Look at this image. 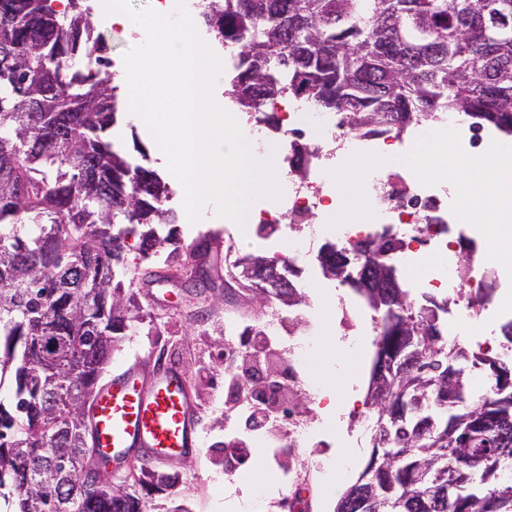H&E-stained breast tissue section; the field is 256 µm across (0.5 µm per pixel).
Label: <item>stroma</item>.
<instances>
[{"label":"stroma","mask_w":512,"mask_h":512,"mask_svg":"<svg viewBox=\"0 0 512 512\" xmlns=\"http://www.w3.org/2000/svg\"><path fill=\"white\" fill-rule=\"evenodd\" d=\"M96 34L109 47L112 75L125 73L122 56L131 46L144 39L143 30L133 23L118 25L105 16L100 0H89ZM119 143L129 161L166 174L161 151L144 123L136 116L122 113L107 132ZM170 208L176 215L174 236L180 246H188L206 232H214L211 267L208 273L186 270L179 288L165 283L146 286L148 273L164 267L169 248H162L155 258L143 259L135 247L124 253L127 273L134 279L130 287L133 302L141 315L123 336L107 374H115L136 360L147 358L181 369L198 418L202 445L197 455L165 465L167 473L176 475V485L166 491H151L145 499L150 512H280L279 493L288 474H300L304 484L296 512H336L341 498L329 484V470L336 462L350 459L344 483L352 485L367 467L374 448L371 433L360 428L356 419L365 415V397L376 359V333L363 337L343 335L335 318H323L324 307L333 306L344 297L351 307L354 321H370L374 312L350 285L324 274L316 257L322 243L314 241L312 253L299 265L297 282L305 293V304L290 307L277 304L280 316H293V329L308 338L309 361L303 373L305 387L294 391L292 401L305 412L314 431L303 448L278 447L268 429L246 427L243 414L233 412L224 402V327L228 319L255 323L268 312L267 307L252 302L238 282L229 280L227 270L231 255L272 257L284 249L279 234L257 233L258 213L266 208L267 199L259 198L250 207V217L243 231H236L233 221L218 216L214 207H206L197 223H190L182 207V187L170 180ZM446 329L444 342L467 352L482 351L499 357L501 325L512 321V312L495 314L481 308L466 334H459L449 315H442ZM324 377L336 380V407L311 401L307 385ZM236 433L247 450L244 461L248 475L231 474L233 458H225L227 432Z\"/></svg>","instance_id":"35a3bbf8"}]
</instances>
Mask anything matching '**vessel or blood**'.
<instances>
[{"instance_id": "obj_1", "label": "vessel or blood", "mask_w": 512, "mask_h": 512, "mask_svg": "<svg viewBox=\"0 0 512 512\" xmlns=\"http://www.w3.org/2000/svg\"><path fill=\"white\" fill-rule=\"evenodd\" d=\"M137 361L106 383L93 406L98 446L115 469L143 457L166 465L199 448L187 378L174 367L146 371Z\"/></svg>"}]
</instances>
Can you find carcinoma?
<instances>
[{
    "label": "carcinoma",
    "instance_id": "carcinoma-1",
    "mask_svg": "<svg viewBox=\"0 0 512 512\" xmlns=\"http://www.w3.org/2000/svg\"><path fill=\"white\" fill-rule=\"evenodd\" d=\"M198 16L239 48L225 94L250 115L282 98L341 115L352 130L401 134L410 124L463 112L476 125L512 135V0H198ZM0 0V375L14 369V404L0 402V497L13 512H144L131 488L107 475L86 483L99 461L84 449L82 407L101 387L117 339L134 319L122 276L127 240L150 258L174 241L169 187L155 170L131 165L105 136L120 114L106 46L91 6L68 0ZM97 52V70L74 61ZM404 243L384 228L341 256L344 279L377 315V359L398 366L382 397L367 398L373 440L382 445L366 480L337 512H512L509 455L479 461L472 449L512 435V394L468 400L470 376L449 360L494 359L441 344L438 312L415 308L410 289L380 288L367 273L386 262L374 239ZM246 287L266 304L297 291L286 256L253 270ZM61 352L49 358L43 338ZM460 480L441 496L448 475Z\"/></svg>",
    "mask_w": 512,
    "mask_h": 512
}]
</instances>
